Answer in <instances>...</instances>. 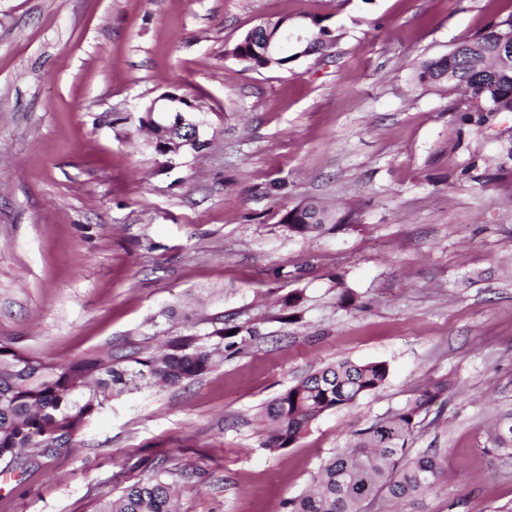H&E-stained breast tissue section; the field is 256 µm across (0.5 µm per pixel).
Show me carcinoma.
Listing matches in <instances>:
<instances>
[{
    "label": "carcinoma",
    "mask_w": 512,
    "mask_h": 512,
    "mask_svg": "<svg viewBox=\"0 0 512 512\" xmlns=\"http://www.w3.org/2000/svg\"><path fill=\"white\" fill-rule=\"evenodd\" d=\"M512 25V17L492 24L448 54L422 61L415 74L421 85L454 90L464 88L479 102L474 111L512 112V68L499 61L497 25ZM311 54L323 48L331 31L312 19ZM155 143L187 135L171 117L148 124ZM336 216L314 204L295 208L286 216V228L295 235L320 234ZM207 336L217 339L211 348L189 334L171 341L159 356L122 361L107 351L77 363L21 361L12 347L0 343V462L17 461L31 448L37 456L55 455L70 444L84 422L101 413L112 397L162 382L176 385L210 369L212 353L238 352L247 341L230 340L224 328ZM384 361L357 363L348 359L314 370L273 398L261 420L270 435L266 446L285 448L322 414L357 404L386 383ZM447 385L420 395L401 411L371 421L353 434L350 444L330 453L320 464L313 489L288 500L287 512H362L364 504L385 493L412 501L437 488L447 476L444 454L409 455L417 418ZM486 451L512 457V405L499 409L487 428ZM99 512H178L171 483L159 474L122 489Z\"/></svg>",
    "instance_id": "obj_1"
}]
</instances>
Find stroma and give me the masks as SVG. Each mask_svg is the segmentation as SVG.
Segmentation results:
<instances>
[{
    "label": "stroma",
    "instance_id": "obj_1",
    "mask_svg": "<svg viewBox=\"0 0 512 512\" xmlns=\"http://www.w3.org/2000/svg\"><path fill=\"white\" fill-rule=\"evenodd\" d=\"M512 0H0V343L71 364L251 329L198 378L112 399L73 449L0 473V512H98L164 473L179 512H286L354 431L452 381L412 454L448 477L401 512H512L484 453L512 402V112L419 85ZM334 36L289 69L234 46L267 19ZM166 92L206 112L167 168L137 130ZM313 202L342 217L289 234ZM384 361V387L265 447L262 408L313 370Z\"/></svg>",
    "mask_w": 512,
    "mask_h": 512
}]
</instances>
